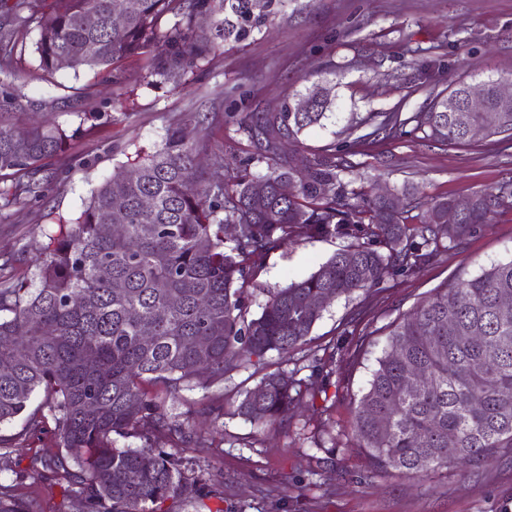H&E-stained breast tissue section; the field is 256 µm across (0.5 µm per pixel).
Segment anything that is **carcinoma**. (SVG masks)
Here are the masks:
<instances>
[{
    "label": "carcinoma",
    "mask_w": 512,
    "mask_h": 512,
    "mask_svg": "<svg viewBox=\"0 0 512 512\" xmlns=\"http://www.w3.org/2000/svg\"><path fill=\"white\" fill-rule=\"evenodd\" d=\"M123 0H14L0 22V210L37 200L42 162L60 152L64 129L15 121L32 104L6 78L38 31L39 67L106 70L150 56L149 76L179 87L218 48L242 41L280 12L283 0H138L120 27L112 14ZM163 16L173 24L161 30ZM500 79L483 80L486 112H446L466 84L432 96L405 116L370 112L350 127L374 130L356 137L398 139L406 127L448 146L498 138L512 144V104L497 95ZM336 81L325 78L296 93L275 112H246L239 128L254 146L265 174L226 187L224 166L198 169L206 149L191 114L170 130L148 158L102 183L73 224H60L36 257L37 285L0 288V422L22 415L44 393L46 412L32 414L30 430L50 419L58 451L37 457L33 471L68 483L71 512H155L168 499L196 501L222 493L223 476L202 482L182 471V449L196 441L190 417L166 413L151 394L174 399L185 387L208 389L247 362L288 353L306 342L324 307L378 285L392 270L411 273L492 223L512 205V187L485 188L467 198L448 225L452 198L423 204L404 187L391 198L369 195L347 178L351 165L336 160L332 144L306 159L295 175L279 143L298 141L335 105ZM293 185L284 196L283 182ZM264 191H254L255 183ZM150 198L153 205L142 207ZM425 207L416 224L405 208ZM122 226L113 235L108 228ZM239 226L224 248V225ZM350 237L308 277L269 293L249 316L246 285L262 260L297 238ZM512 258L458 278L390 325L366 391L355 408L353 431L373 474L422 479L452 465L469 472L485 457L512 448ZM421 370L427 383L409 384ZM303 392L295 373L264 375L244 393L237 415L258 427L298 407ZM139 437L140 448H119L113 436ZM164 435L168 447L151 437ZM137 480L129 481L130 473ZM0 512H39L37 503L0 487Z\"/></svg>",
    "instance_id": "obj_1"
}]
</instances>
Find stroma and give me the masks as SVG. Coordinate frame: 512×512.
<instances>
[{"label":"stroma","mask_w":512,"mask_h":512,"mask_svg":"<svg viewBox=\"0 0 512 512\" xmlns=\"http://www.w3.org/2000/svg\"><path fill=\"white\" fill-rule=\"evenodd\" d=\"M37 39V32L29 33L11 77L15 87L37 104L75 88L88 86L92 93L48 114L69 139L59 156L43 162V196L0 211V263L13 282L32 288L36 255L58 220L79 217L92 192L128 157L159 148L189 114L203 119L208 148L200 155L202 168L224 163L232 176L265 173V165L249 159L239 113L279 109L329 65L339 79L333 113L287 143L286 158L332 143L337 156L353 163L365 191L408 185L429 200L512 184V148L489 141L447 146L419 132L357 144L347 133L367 113L416 112L430 91L512 75V0H288L260 33L220 42L177 89L150 82L142 57L120 63L117 84L98 70L47 75L35 53ZM84 112L101 113L99 124L83 122ZM348 244L345 238H299L270 253L252 284L251 315L260 314L269 291L307 277ZM511 257L507 209L489 229L414 273L387 275L376 287L331 303L301 348L267 356L266 371H296L309 407L265 429L235 412L261 378L251 365L166 402L172 415L190 407L222 408L218 419H197V429L214 437L185 449L183 471L191 479L223 474L224 493L196 505L171 499L162 512H512V453L488 456L464 476L452 470L420 480L373 476L351 428L388 326L435 288ZM24 425L21 418L0 423V484L35 499L41 512H69L65 482L32 473L33 457L58 450L53 423L29 432ZM19 435L18 451L13 444Z\"/></svg>","instance_id":"1"}]
</instances>
